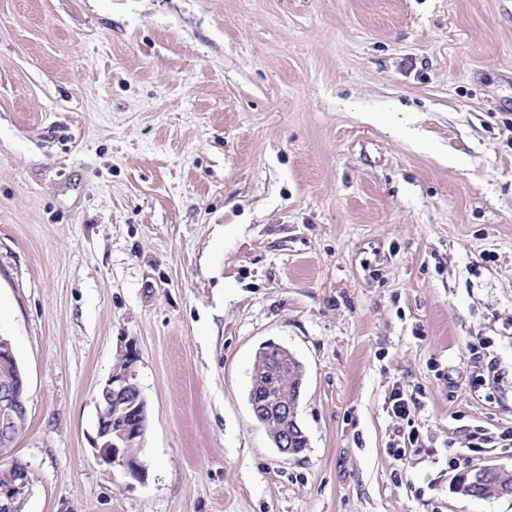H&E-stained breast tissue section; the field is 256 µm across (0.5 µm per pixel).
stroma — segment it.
I'll return each instance as SVG.
<instances>
[{
  "label": "stroma",
  "mask_w": 512,
  "mask_h": 512,
  "mask_svg": "<svg viewBox=\"0 0 512 512\" xmlns=\"http://www.w3.org/2000/svg\"><path fill=\"white\" fill-rule=\"evenodd\" d=\"M0 334L25 512H512L454 490L512 468L466 449L512 430V0H0ZM269 342L295 456L248 403ZM130 352L141 481L94 452ZM260 349L256 355L253 365L250 390L255 380H260L265 388L263 392L276 401L288 400V402H274L263 394L258 386H255L251 392V411L253 415L259 417H270L271 420L256 419L264 426L270 439L275 438V448L285 456H293L302 452L307 447V437L303 430L295 433L299 429L296 419V410L298 416V407L300 404L302 389L304 383V370L302 364L295 358L288 355V359L280 351L288 350L284 347H278L277 344ZM277 347V348H276ZM290 407L296 408H288ZM278 419L281 421L273 420ZM282 426L279 436L278 432ZM277 436V437H276ZM295 438V440H294ZM294 440V448L292 443Z\"/></svg>",
  "instance_id": "stroma-1"
}]
</instances>
